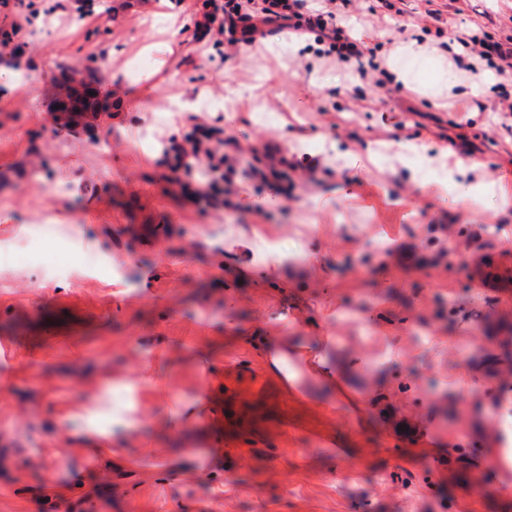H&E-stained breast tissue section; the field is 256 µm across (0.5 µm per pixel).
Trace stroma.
<instances>
[{"instance_id":"35a3bbf8","label":"stroma","mask_w":512,"mask_h":512,"mask_svg":"<svg viewBox=\"0 0 512 512\" xmlns=\"http://www.w3.org/2000/svg\"><path fill=\"white\" fill-rule=\"evenodd\" d=\"M31 2L0 57V512H512V292L482 283L512 262V140L490 72L439 46L506 42L512 0H359L379 87L274 24L228 51L202 0ZM66 74L109 105L68 133ZM197 125L311 167L297 201L254 178L199 209L204 165L169 152ZM303 345L360 364L330 389ZM132 403L123 454H87L69 409ZM189 435L222 466L182 459ZM263 341L269 371L276 377L285 374L288 382V374L284 372L283 368V364L288 360V352L282 349L279 340L271 336H267Z\"/></svg>"}]
</instances>
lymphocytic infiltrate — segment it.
<instances>
[{"label":"lymphocytic infiltrate","mask_w":512,"mask_h":512,"mask_svg":"<svg viewBox=\"0 0 512 512\" xmlns=\"http://www.w3.org/2000/svg\"><path fill=\"white\" fill-rule=\"evenodd\" d=\"M309 0H225L216 5L206 0L208 8L196 20L195 25L214 42L230 47L253 46L259 23L288 28L298 35L318 32L327 40L328 55L342 64H356L360 74L377 71L375 63L366 62L364 41L345 33L342 22L354 0H318L317 7H309ZM459 47L454 62L459 69L474 75L484 68H491L497 87L503 94L499 103V116L512 132V95L506 94V85H512V43L490 42L473 31H457L452 35ZM176 160L191 157L205 163L209 179L201 196L210 204H223L227 195L235 191L234 177L257 175V167L245 164L246 155L253 151L233 136L217 137L214 130L199 128L197 135L188 137L185 143L171 147Z\"/></svg>","instance_id":"lymphocytic-infiltrate-1"}]
</instances>
